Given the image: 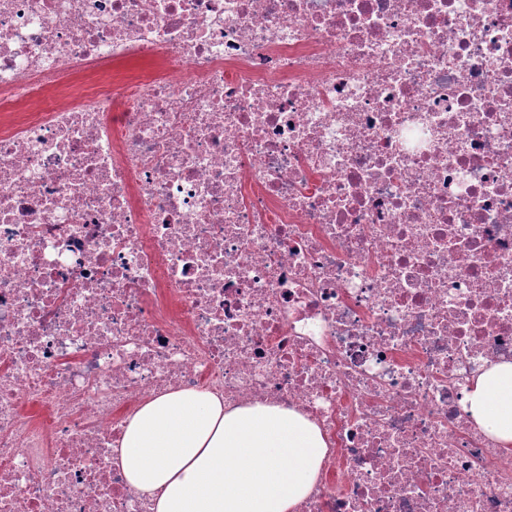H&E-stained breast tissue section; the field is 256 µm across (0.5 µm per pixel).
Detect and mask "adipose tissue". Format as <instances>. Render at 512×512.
<instances>
[{
    "mask_svg": "<svg viewBox=\"0 0 512 512\" xmlns=\"http://www.w3.org/2000/svg\"><path fill=\"white\" fill-rule=\"evenodd\" d=\"M469 403L479 427L511 447L512 363L476 373ZM326 451L319 427L295 411L172 390L129 418L116 462L150 512H295Z\"/></svg>",
    "mask_w": 512,
    "mask_h": 512,
    "instance_id": "obj_1",
    "label": "adipose tissue"
}]
</instances>
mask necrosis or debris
Here are the masks:
<instances>
[{"label":"necrosis or debris","mask_w":512,"mask_h":512,"mask_svg":"<svg viewBox=\"0 0 512 512\" xmlns=\"http://www.w3.org/2000/svg\"><path fill=\"white\" fill-rule=\"evenodd\" d=\"M0 512H148L175 389L322 431L296 512H512V0H0ZM468 399L479 427L501 446L511 447L512 363L494 364L476 373Z\"/></svg>","instance_id":"1"}]
</instances>
